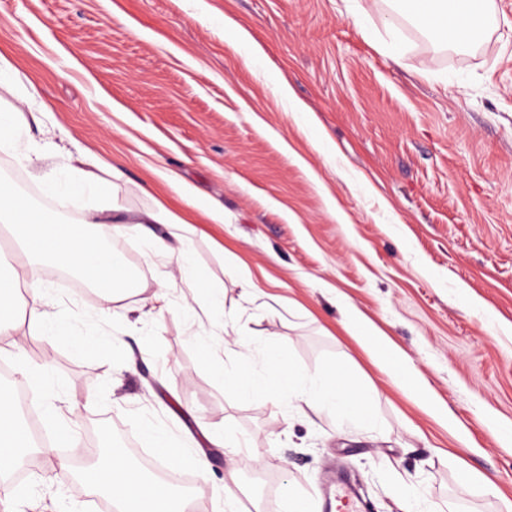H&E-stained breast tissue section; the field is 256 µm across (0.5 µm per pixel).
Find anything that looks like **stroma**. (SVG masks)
Segmentation results:
<instances>
[{
    "label": "stroma",
    "instance_id": "obj_1",
    "mask_svg": "<svg viewBox=\"0 0 512 512\" xmlns=\"http://www.w3.org/2000/svg\"><path fill=\"white\" fill-rule=\"evenodd\" d=\"M362 3L356 25L347 0H0V56L12 66L0 110L26 101L42 115L18 152L0 151V168L66 218L74 207L24 154L56 144L111 163L119 205L160 202L193 224L197 266L229 313L222 335L192 325L175 263L150 257L125 224L107 244L130 257L139 291L127 310L99 315L85 283L42 276L74 325L58 336L32 319L20 286L0 365L29 393L52 453L0 493V512H98L60 477L70 451L55 447L56 428L82 443L90 429L119 430L149 454L141 422L185 454L207 453L203 512H225L231 469L253 512H286L340 471L362 512H404L408 497L434 512H512V441L494 434L512 423V0H492L484 32L452 55L390 0ZM283 84L306 113L291 110ZM184 183L223 204V223L202 222ZM233 254L249 277L230 267ZM163 282L166 299L153 302ZM351 306L411 358L440 414L347 331ZM238 331L254 368L271 345L309 378L344 367L374 424L240 399L212 372L238 365L224 344ZM76 336L99 349H75ZM464 468L480 481L461 487Z\"/></svg>",
    "mask_w": 512,
    "mask_h": 512
}]
</instances>
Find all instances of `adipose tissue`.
I'll list each match as a JSON object with an SVG mask.
<instances>
[{
  "label": "adipose tissue",
  "instance_id": "adipose-tissue-1",
  "mask_svg": "<svg viewBox=\"0 0 512 512\" xmlns=\"http://www.w3.org/2000/svg\"><path fill=\"white\" fill-rule=\"evenodd\" d=\"M489 8L490 0H406L411 22L418 30L436 43L458 48L471 43ZM450 11L459 16L452 27L433 25L426 18L430 12L444 15ZM28 162L42 172L50 191L82 206L80 224L94 228L95 238L106 237L114 224H133L146 232L154 254L175 260L185 288L193 298L205 299L209 313L217 317V328H225L224 293L202 275L194 262L190 223L161 203L155 209L139 212L119 206L112 196L114 170L94 155H70L65 162L57 163L52 155L38 153L29 157ZM90 197L98 198V205H87ZM153 224L168 225L170 231L164 235L150 233ZM0 225L13 232L23 258L22 264L9 275L0 274V335L11 328L16 318L20 279L38 266L69 269L93 288L102 282L109 283V290L99 294L98 311L103 315L116 313L123 300L133 293L127 262L121 254L84 245L78 224L36 208L26 195L1 181ZM346 317L353 336L379 355L394 382L408 388L425 410L438 413L433 395L408 355L395 347L358 309H348ZM214 376L246 400L284 398L290 405L302 404L317 412L327 411L366 427L375 420L370 400L340 367L328 368L308 379L273 347L265 353L262 372H255L248 364L234 370L221 366L215 369ZM92 472L95 487L108 492L120 504L121 512H186L190 502L188 496L178 493L173 486L144 477L119 457L93 467Z\"/></svg>",
  "mask_w": 512,
  "mask_h": 512
}]
</instances>
